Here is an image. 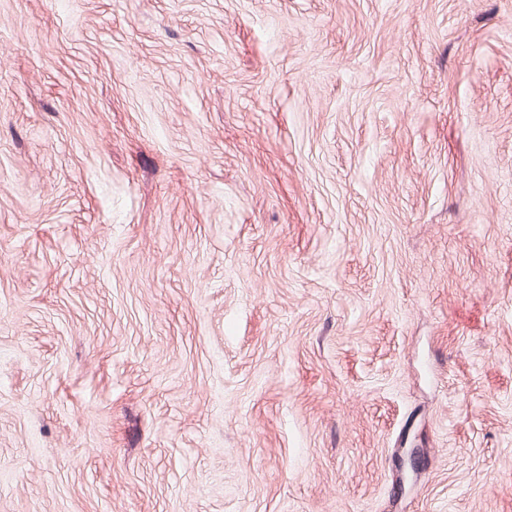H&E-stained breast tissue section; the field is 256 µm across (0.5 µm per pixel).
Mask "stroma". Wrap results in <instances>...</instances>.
<instances>
[{
	"mask_svg": "<svg viewBox=\"0 0 512 512\" xmlns=\"http://www.w3.org/2000/svg\"><path fill=\"white\" fill-rule=\"evenodd\" d=\"M0 512H512V0H0Z\"/></svg>",
	"mask_w": 512,
	"mask_h": 512,
	"instance_id": "35a3bbf8",
	"label": "stroma"
}]
</instances>
